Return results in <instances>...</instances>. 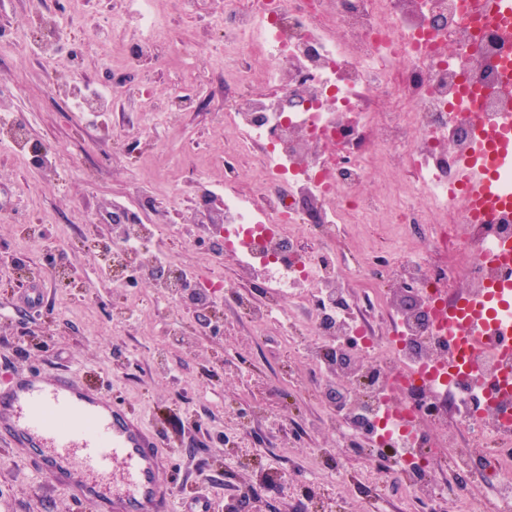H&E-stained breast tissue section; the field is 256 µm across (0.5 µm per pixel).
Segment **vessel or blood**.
I'll return each mask as SVG.
<instances>
[{
  "mask_svg": "<svg viewBox=\"0 0 512 512\" xmlns=\"http://www.w3.org/2000/svg\"><path fill=\"white\" fill-rule=\"evenodd\" d=\"M494 135L501 147L498 167L512 154V114H504ZM476 207H510L491 179L475 183ZM163 437L132 410L91 393L83 376L64 369L53 374L32 368L0 380V443L44 477L96 512H177L171 486L159 480L171 460Z\"/></svg>",
  "mask_w": 512,
  "mask_h": 512,
  "instance_id": "obj_1",
  "label": "vessel or blood"
}]
</instances>
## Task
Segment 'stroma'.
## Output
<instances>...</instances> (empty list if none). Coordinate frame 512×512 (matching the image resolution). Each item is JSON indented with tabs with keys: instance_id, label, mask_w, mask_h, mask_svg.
<instances>
[{
	"instance_id": "35a3bbf8",
	"label": "stroma",
	"mask_w": 512,
	"mask_h": 512,
	"mask_svg": "<svg viewBox=\"0 0 512 512\" xmlns=\"http://www.w3.org/2000/svg\"><path fill=\"white\" fill-rule=\"evenodd\" d=\"M224 2L201 0L199 8L182 9L174 0H163L161 8L173 37L205 33L214 40L218 32L212 23L223 15ZM65 4L0 0V26L26 29L31 39H38L37 19L59 13ZM71 28V45H82L92 33L101 35L84 71L89 81L112 89L119 109L108 124L79 120L66 96H43L36 53L0 51V84L15 91L10 118L26 125L31 142L62 149L70 159L54 176L51 190L29 197L25 191L31 168L11 143L0 142V375L8 369L78 368L92 392L125 403L164 434L181 484L190 492L215 487L218 512H298L310 473L305 453L334 445L336 436L315 424L320 396L306 382L294 349L283 343L275 326L265 336H254L247 319L230 307L221 309L209 326H200L184 317L179 303H158L154 282L143 278L132 289L143 301L138 321L114 335L115 316L132 290L104 283L95 241L110 235L112 226L90 221L93 213L130 198L138 181L187 188L198 171L223 180L224 150L236 140L233 128L213 118L224 101V75L210 72L194 109L175 113L171 122L155 129L152 141L131 149L117 130L137 122L146 100H166L183 85L187 67L163 54L143 70H125L116 46L130 30L114 23L112 0H82ZM197 201V192L187 188L181 211ZM198 234L197 225L185 224L179 236L165 238L161 246L202 274L214 256L196 244ZM49 243L64 251L72 282L54 277L44 259ZM25 258L40 266L45 291L44 306L34 316L16 308L25 286L16 267ZM170 318L182 321V335H164L163 324ZM286 367L292 383L301 388L292 400L280 388ZM257 407L265 417L247 439L248 452L259 466L288 469L290 481L279 491L256 487L252 471L236 465V441L224 428L231 411L247 413ZM290 409L298 426L293 436L285 437L277 419ZM193 417L200 419V429L190 426ZM244 485L252 486L253 496L242 506L237 489ZM0 512L81 509L0 445Z\"/></svg>"
}]
</instances>
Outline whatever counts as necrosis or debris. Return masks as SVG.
Masks as SVG:
<instances>
[{
    "label": "necrosis or debris",
    "instance_id": "4bbe7bcc",
    "mask_svg": "<svg viewBox=\"0 0 512 512\" xmlns=\"http://www.w3.org/2000/svg\"><path fill=\"white\" fill-rule=\"evenodd\" d=\"M136 35L119 46L131 70L158 51L191 60L195 78L224 67V108L217 122L237 138L224 157V180L208 196L222 213L201 231L236 260L252 288L226 296L222 269L208 279L201 307L221 302L250 321L256 335L278 323L296 335L289 307L308 313V337L298 346L322 396L320 424L336 435L335 448H312L314 469L339 485L366 491L347 459L358 453L393 484L406 488L408 512H439L447 504L479 512L470 487L486 486L496 512H512V311L500 333L465 336L470 301L512 284V208L482 212L467 202L480 165L463 168L494 116L512 108V42L499 33L498 0H483L474 19L469 0H227L208 42L169 45L155 0H116ZM69 22L43 23L41 92L56 96L53 46L70 36ZM460 45L448 50L445 38ZM485 54L489 62L471 60ZM277 63L256 73L254 55ZM294 101L284 107V98ZM389 111L379 109V102ZM177 87L168 100L149 102L126 130L143 138L191 106ZM250 158L263 191L236 175L237 158ZM408 170L412 178L388 184L377 197L360 191L374 166ZM159 187L134 186L135 202L121 205L123 235L105 250L112 281L131 272L168 271L163 300H177L189 277L161 248L176 224L152 217ZM318 205L315 223L302 225L301 201ZM393 224L398 240L346 263L343 229L377 216ZM417 236L404 253L399 242ZM467 285L454 290L458 269ZM398 281L415 303L404 308L389 287Z\"/></svg>",
    "mask_w": 512,
    "mask_h": 512
}]
</instances>
